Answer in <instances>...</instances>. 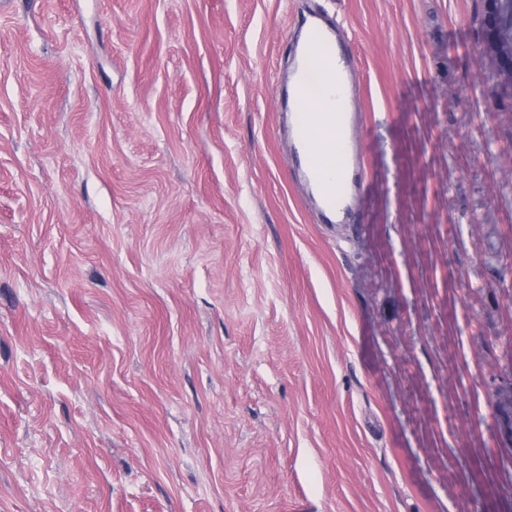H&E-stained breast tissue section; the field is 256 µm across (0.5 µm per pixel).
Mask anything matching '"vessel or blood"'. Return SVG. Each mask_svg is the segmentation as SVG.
<instances>
[{
	"instance_id": "b4317fda",
	"label": "vessel or blood",
	"mask_w": 512,
	"mask_h": 512,
	"mask_svg": "<svg viewBox=\"0 0 512 512\" xmlns=\"http://www.w3.org/2000/svg\"><path fill=\"white\" fill-rule=\"evenodd\" d=\"M303 73L292 90L297 107L293 115L292 139L296 149L305 156V179L317 205L335 216L346 213L353 202V183L347 170H355L360 160L354 149L358 122L351 112H313L321 100L315 85L333 80H350L351 70H340L336 64L338 31L321 21L309 23L305 31ZM331 138L330 160L317 157L312 145L319 135Z\"/></svg>"
}]
</instances>
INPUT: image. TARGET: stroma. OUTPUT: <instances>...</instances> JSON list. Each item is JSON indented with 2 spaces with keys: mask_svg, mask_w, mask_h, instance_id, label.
Here are the masks:
<instances>
[{
  "mask_svg": "<svg viewBox=\"0 0 512 512\" xmlns=\"http://www.w3.org/2000/svg\"><path fill=\"white\" fill-rule=\"evenodd\" d=\"M344 29L366 178L286 89ZM512 89L482 0L0 10V512H512ZM336 110V102L319 105L307 112H294L292 139L296 149L305 155V179L317 205L335 216H344L353 202V181L347 180V170L364 168L354 149L358 122L354 112H330ZM319 112H323L319 115ZM321 134L331 138L329 156L336 158L333 164L314 154L312 145Z\"/></svg>",
  "mask_w": 512,
  "mask_h": 512,
  "instance_id": "35a3bbf8",
  "label": "stroma"
}]
</instances>
